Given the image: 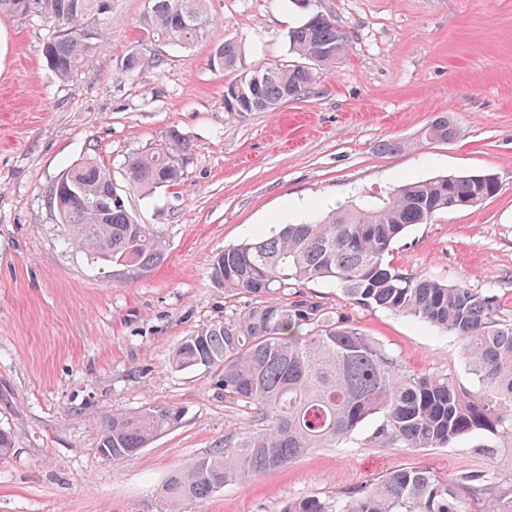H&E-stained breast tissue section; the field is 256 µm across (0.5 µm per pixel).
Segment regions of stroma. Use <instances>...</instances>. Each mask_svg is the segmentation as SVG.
Wrapping results in <instances>:
<instances>
[{
  "label": "stroma",
  "mask_w": 512,
  "mask_h": 512,
  "mask_svg": "<svg viewBox=\"0 0 512 512\" xmlns=\"http://www.w3.org/2000/svg\"><path fill=\"white\" fill-rule=\"evenodd\" d=\"M114 6L110 39L70 81L46 64L40 20L0 13V430L14 440L0 459V512H162L158 492L170 471L243 431L246 409L225 407L206 371H172L168 358L185 336L251 302L214 285V257L279 225L385 197L409 180L496 174L497 196L410 226L390 260L401 272L494 296L499 318L512 320V0H210L216 24L186 49L144 43L147 0ZM317 11L350 37L335 67L278 111H228L214 44L239 41L247 66L295 64L288 32ZM141 43L161 64L126 78L120 63ZM441 114L460 137L422 139ZM172 128L190 145L182 177L142 195L123 161ZM392 139L407 149L381 152ZM91 150L138 221L165 237V259L149 272L90 259L49 208L54 180ZM303 291L412 372L448 373L476 389L455 336L353 305L322 281ZM150 403L181 408L179 426L131 458L105 460V422ZM376 426L369 420L344 447L317 449L176 512L342 501L414 465L448 479L487 471L512 486V442L491 453L481 435L445 448H381Z\"/></svg>",
  "instance_id": "stroma-1"
}]
</instances>
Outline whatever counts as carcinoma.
<instances>
[{
	"label": "carcinoma",
	"instance_id": "obj_1",
	"mask_svg": "<svg viewBox=\"0 0 512 512\" xmlns=\"http://www.w3.org/2000/svg\"><path fill=\"white\" fill-rule=\"evenodd\" d=\"M105 0H0V12L37 17L48 27L43 55L48 68L70 80L89 68L112 34L114 9ZM209 0H148L141 24L145 41L187 48L210 34ZM290 48L309 61L282 67L242 65L241 44L213 46L211 63L233 78L224 86L231 112H275L309 93L319 71L331 68L349 48V35L327 14L315 12L288 33ZM155 57L141 46L121 63L128 76ZM460 135L446 116L433 119L422 137L446 141ZM189 144L175 130L159 143L125 158L129 182L145 195L181 179ZM58 204L50 206L72 242L94 259L132 273L162 262V234L141 224L127 204L111 201L110 172L88 154L57 178ZM489 173L437 176L406 182L376 203L333 210L320 220L284 224L270 237L250 238L218 253L216 287L245 294L254 303L224 321L184 337L169 358L176 371L204 369L224 402L250 411L248 429L172 471L160 489L168 512L186 499H203L225 486L280 470L317 448H339L365 422L383 448H446L482 434L484 447L512 441V322L497 318L493 297L464 284L407 274L388 261L392 243L413 224H426L449 209L473 208L496 196ZM323 280L347 301L414 319L458 337L468 370L478 381L464 391L446 374L419 376L363 335L342 314L300 291ZM173 405L149 404L112 416L99 438L103 456L136 455L179 425ZM481 506L476 510L473 505ZM285 512H512V489L502 490L486 473L450 482L432 471L407 466L359 487L338 506L317 496L288 503Z\"/></svg>",
	"mask_w": 512,
	"mask_h": 512
}]
</instances>
